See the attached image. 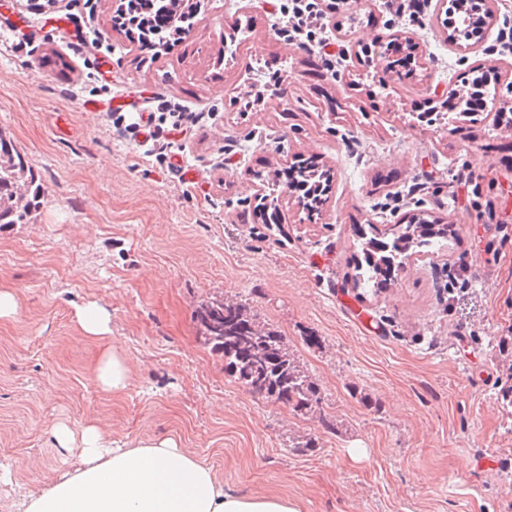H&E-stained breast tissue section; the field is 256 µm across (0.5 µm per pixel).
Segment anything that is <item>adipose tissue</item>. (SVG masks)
<instances>
[{
	"instance_id": "adipose-tissue-1",
	"label": "adipose tissue",
	"mask_w": 512,
	"mask_h": 512,
	"mask_svg": "<svg viewBox=\"0 0 512 512\" xmlns=\"http://www.w3.org/2000/svg\"><path fill=\"white\" fill-rule=\"evenodd\" d=\"M126 358L107 351L93 381L119 394L130 384ZM51 434L75 462L37 488L18 485L14 467L0 462V487L11 490L8 512H300L297 502L279 496L239 494L204 460L174 437L137 443L112 439L95 423L72 429L57 423Z\"/></svg>"
}]
</instances>
